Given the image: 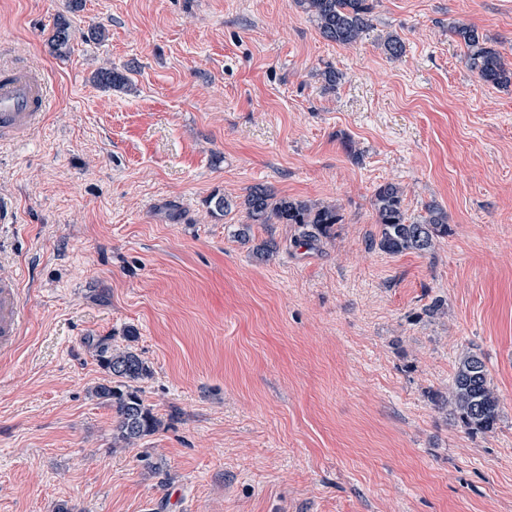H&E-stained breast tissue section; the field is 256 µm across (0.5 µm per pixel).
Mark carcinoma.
I'll return each mask as SVG.
<instances>
[{"instance_id":"carcinoma-1","label":"carcinoma","mask_w":512,"mask_h":512,"mask_svg":"<svg viewBox=\"0 0 512 512\" xmlns=\"http://www.w3.org/2000/svg\"><path fill=\"white\" fill-rule=\"evenodd\" d=\"M293 2L310 17L325 39L344 46H352L359 41L369 26L374 8L372 0ZM450 31L466 47L464 61L469 71L497 86L512 85V66L498 50L488 46V39L476 27L458 23L452 25ZM74 37L69 20L58 17L51 36L53 49L59 54L67 52ZM96 80L109 88L127 82L126 76L110 68L98 71ZM241 206L249 220V223L240 225L236 233L243 240L249 238L253 224H293L298 231L295 243L312 247L330 237L333 226L341 220L333 205L279 197L263 185L253 187ZM372 206L379 232L378 239L371 241V246L387 254L428 253L439 239L448 235V214L435 204L427 206L426 216L422 219L409 220L404 208V191L396 183L379 185L374 191ZM95 356L111 376L109 383L94 388L93 395L112 407V447L133 448L141 439L156 433L162 425L135 386L149 376V366L129 348L113 349L102 344L96 347ZM444 405L448 406L449 415L470 433L494 429L500 401L480 356L467 354L459 360Z\"/></svg>"}]
</instances>
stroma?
I'll return each mask as SVG.
<instances>
[{"label":"stroma","mask_w":512,"mask_h":512,"mask_svg":"<svg viewBox=\"0 0 512 512\" xmlns=\"http://www.w3.org/2000/svg\"><path fill=\"white\" fill-rule=\"evenodd\" d=\"M458 21L512 62V0H374L353 46L292 0H0V66L51 97L0 143V272L29 310L0 359V512H512V87L466 69ZM385 182L409 219L447 212L431 252L370 248ZM258 184L341 221L314 249L289 224L242 242ZM101 341L151 369L162 427L134 448L92 395ZM469 353L500 398L487 433L443 405ZM74 37L75 32L69 20L64 16H59L55 20L53 33L50 38L53 49L59 54L67 52L70 49Z\"/></svg>","instance_id":"1"}]
</instances>
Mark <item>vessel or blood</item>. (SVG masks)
I'll return each instance as SVG.
<instances>
[{
    "mask_svg": "<svg viewBox=\"0 0 512 512\" xmlns=\"http://www.w3.org/2000/svg\"><path fill=\"white\" fill-rule=\"evenodd\" d=\"M49 107V91L34 72L0 73V140L18 142L39 126ZM28 320L25 290L17 276L0 277V356L16 352Z\"/></svg>",
    "mask_w": 512,
    "mask_h": 512,
    "instance_id": "vessel-or-blood-1",
    "label": "vessel or blood"
}]
</instances>
